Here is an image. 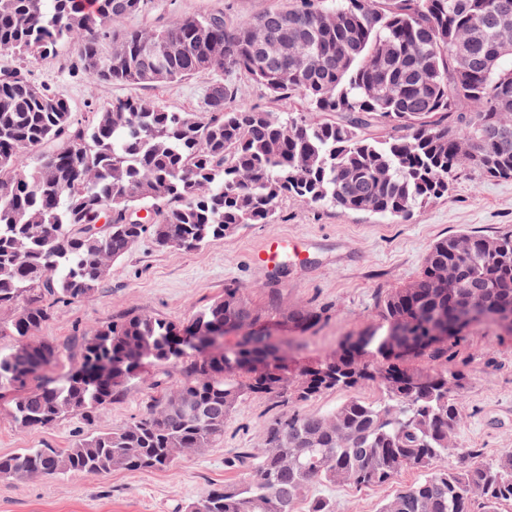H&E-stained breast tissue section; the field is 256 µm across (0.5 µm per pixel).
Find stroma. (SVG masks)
<instances>
[{"label":"stroma","instance_id":"35a3bbf8","mask_svg":"<svg viewBox=\"0 0 512 512\" xmlns=\"http://www.w3.org/2000/svg\"><path fill=\"white\" fill-rule=\"evenodd\" d=\"M159 2L169 20L214 11L241 20L288 8L292 0ZM74 62L70 46L62 47L57 56L27 63L0 53V67L26 65L33 81L65 96L80 115L136 95L154 98L173 110L197 111L211 81L203 75L157 86L101 85L78 71ZM471 232L512 233V179L458 175L447 197L416 209L403 222L288 198L280 202L273 222L246 225L190 251H174L144 236L113 263L97 292L56 304L35 338L66 347L76 336L137 312L183 321L223 297L225 289L239 288L256 307L268 311V333L299 366L336 350L347 337L377 326L380 297L416 278L429 247L443 237ZM286 236L303 240L301 255L272 269L254 263L260 248ZM299 305L323 309L320 323L305 331L286 326L282 312ZM449 364L467 375L459 446L482 449L489 458L512 448V331L487 322L471 324ZM150 382L146 376L124 388L92 420L68 416L52 426L24 431L11 417L15 391L1 390L0 456L21 448H66L87 428H118L145 410L153 394ZM278 411L270 401L247 400L226 422L223 441L181 460L173 471L0 479V512H177L210 487L239 482L241 472L227 467L226 459L239 449L259 447L266 422ZM393 491L390 485L314 489L331 499L336 512H377Z\"/></svg>","mask_w":512,"mask_h":512}]
</instances>
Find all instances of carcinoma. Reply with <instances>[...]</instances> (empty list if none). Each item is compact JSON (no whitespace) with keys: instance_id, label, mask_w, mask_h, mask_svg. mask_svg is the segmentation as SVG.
<instances>
[{"instance_id":"1","label":"carcinoma","mask_w":512,"mask_h":512,"mask_svg":"<svg viewBox=\"0 0 512 512\" xmlns=\"http://www.w3.org/2000/svg\"><path fill=\"white\" fill-rule=\"evenodd\" d=\"M512 0H296L252 19L186 14L153 26L157 0H0V51L41 59L69 43L76 63L107 84L172 83L197 75L244 74L277 100H303L320 117H277L221 85L224 108L177 112L140 96L115 99L79 118L63 95L15 67L0 78V308L15 307L0 335V389L19 392L11 416L22 429L104 411L141 378L139 348L155 364H181L183 377L122 427L77 436L68 448H22L0 457V478L98 477L116 470H172L224 439L243 402L286 407L258 448L225 460L245 471L212 487L185 512H335L310 496L317 485L398 486L379 512H512V449L494 460L458 448L465 374L448 351L465 326L455 314L476 295L489 311L512 312V234L451 235L433 243L419 275L378 303L381 325L299 367L279 354L265 311L239 288L184 322L133 313L91 330L56 380L57 345L28 338L53 304L95 292L112 263L147 233L175 250L196 249L246 224L271 222L280 201L331 205L404 221L448 195L472 171L512 179V53L496 31ZM264 26L272 44H255ZM210 30L207 39L200 28ZM165 42L177 50L162 55ZM388 129L387 135L373 134ZM145 209L150 223L130 221ZM110 225L95 229L101 218ZM459 268L450 285L438 278ZM284 322L310 329L320 309L301 305ZM446 319V335L429 325ZM223 333V343L169 356L177 336ZM379 386L330 414L304 404L333 391ZM453 461H448V457Z\"/></svg>"}]
</instances>
